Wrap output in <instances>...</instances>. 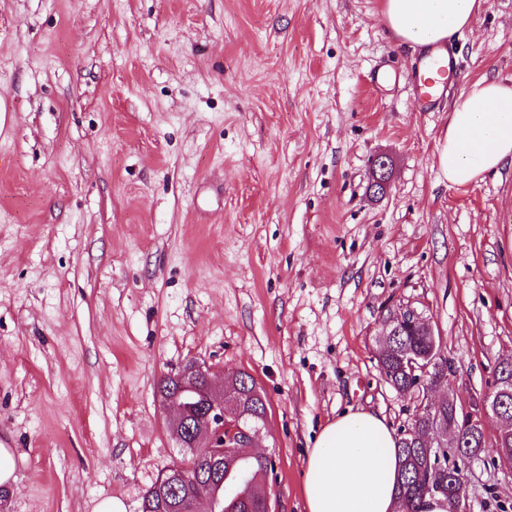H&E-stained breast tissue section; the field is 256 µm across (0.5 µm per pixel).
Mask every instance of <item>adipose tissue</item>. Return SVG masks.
<instances>
[{"instance_id":"1","label":"adipose tissue","mask_w":512,"mask_h":512,"mask_svg":"<svg viewBox=\"0 0 512 512\" xmlns=\"http://www.w3.org/2000/svg\"><path fill=\"white\" fill-rule=\"evenodd\" d=\"M483 0H384L382 22L402 45L442 46L469 27ZM512 166V85L472 83L452 108L438 148L441 176L463 186ZM396 440L383 417L346 411L328 421L307 454L305 512H397Z\"/></svg>"}]
</instances>
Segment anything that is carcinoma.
<instances>
[{
  "label": "carcinoma",
  "instance_id": "cac0c4a2",
  "mask_svg": "<svg viewBox=\"0 0 512 512\" xmlns=\"http://www.w3.org/2000/svg\"><path fill=\"white\" fill-rule=\"evenodd\" d=\"M430 338L417 336L407 329L391 339L388 349L377 358L378 368L384 381L397 392L406 393L408 376L401 368V356L407 352H425ZM225 390L233 393L242 406V422L264 428L268 406L265 396L260 393L256 381L247 373H241L234 382L225 385ZM161 396L176 399L185 414L195 417L201 414L203 400L190 386H183L172 377H165L159 386ZM407 436L397 437L396 456L398 458L399 482L397 498L402 500L407 512H422V506L435 499L424 494L429 485H448V480L460 481V471L467 463L487 454L498 455L500 448H512V441L499 439L473 441L468 447L469 456L457 464H448V451L443 448H422L406 443ZM202 479L189 486L171 485L175 481V467L161 474L145 492L141 512H173L175 497L180 500L215 496L223 499V512H266L267 495L272 486L267 479L275 471L273 455H259L245 448H231L223 458L204 456L198 463Z\"/></svg>",
  "mask_w": 512,
  "mask_h": 512
}]
</instances>
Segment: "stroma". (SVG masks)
<instances>
[{"mask_svg": "<svg viewBox=\"0 0 512 512\" xmlns=\"http://www.w3.org/2000/svg\"><path fill=\"white\" fill-rule=\"evenodd\" d=\"M381 3L0 0V512H140L179 457L158 383L191 361L255 379L272 508L304 512L328 420L412 413L384 317L431 319L464 404L512 359V167L437 163L469 86L512 84V0L455 36L428 111ZM469 479L471 512H512V470Z\"/></svg>", "mask_w": 512, "mask_h": 512, "instance_id": "35a3bbf8", "label": "stroma"}]
</instances>
